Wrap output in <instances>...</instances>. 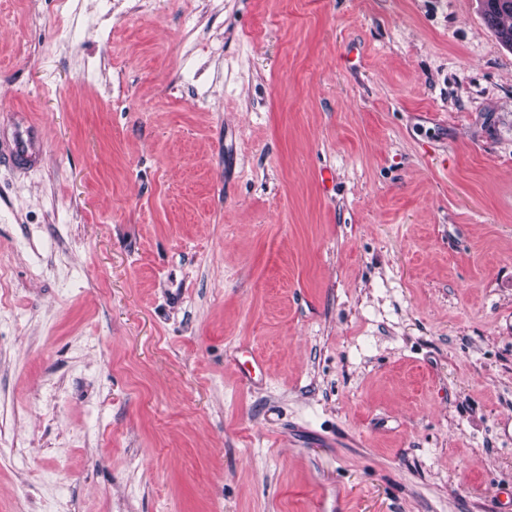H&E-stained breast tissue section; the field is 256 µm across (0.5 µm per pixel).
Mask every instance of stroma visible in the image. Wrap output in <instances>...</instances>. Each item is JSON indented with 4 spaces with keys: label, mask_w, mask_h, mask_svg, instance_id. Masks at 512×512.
<instances>
[{
    "label": "stroma",
    "mask_w": 512,
    "mask_h": 512,
    "mask_svg": "<svg viewBox=\"0 0 512 512\" xmlns=\"http://www.w3.org/2000/svg\"><path fill=\"white\" fill-rule=\"evenodd\" d=\"M19 112L0 512H498L512 47L482 0H0ZM7 161L16 169H27L41 159V152L33 134L28 130H16L9 141L7 150H0V161Z\"/></svg>",
    "instance_id": "obj_1"
}]
</instances>
